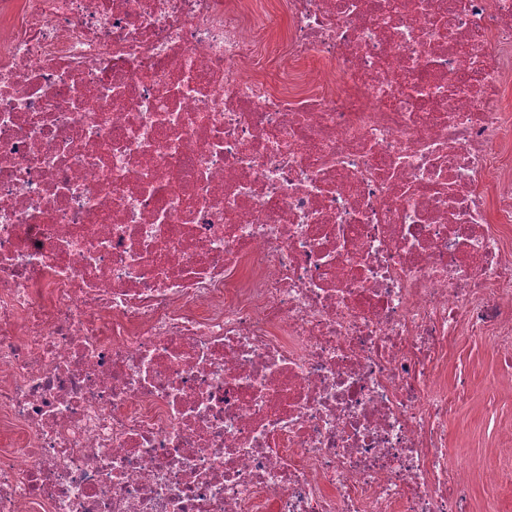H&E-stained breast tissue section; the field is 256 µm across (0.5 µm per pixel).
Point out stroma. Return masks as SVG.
Instances as JSON below:
<instances>
[{"label":"stroma","mask_w":512,"mask_h":512,"mask_svg":"<svg viewBox=\"0 0 512 512\" xmlns=\"http://www.w3.org/2000/svg\"><path fill=\"white\" fill-rule=\"evenodd\" d=\"M453 351L466 367L469 384L457 393L456 410L448 420V464L470 465L467 494L475 512H480L483 468H512V446L505 439L512 428V376L503 371L484 338L459 337Z\"/></svg>","instance_id":"35a3bbf8"}]
</instances>
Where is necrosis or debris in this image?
Masks as SVG:
<instances>
[{
    "instance_id": "obj_1",
    "label": "necrosis or debris",
    "mask_w": 512,
    "mask_h": 512,
    "mask_svg": "<svg viewBox=\"0 0 512 512\" xmlns=\"http://www.w3.org/2000/svg\"><path fill=\"white\" fill-rule=\"evenodd\" d=\"M510 86L512 0H0V512H471ZM452 350L466 366L469 384L457 392L456 410L448 419V465H470L468 498L473 512H482L483 468L512 470V445L504 438L512 429V375H506L484 338L459 336Z\"/></svg>"
}]
</instances>
